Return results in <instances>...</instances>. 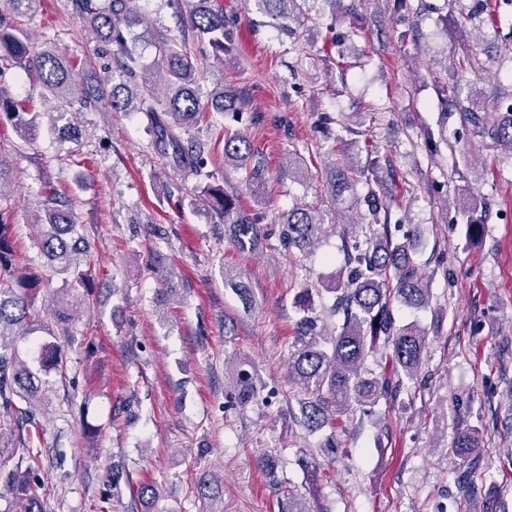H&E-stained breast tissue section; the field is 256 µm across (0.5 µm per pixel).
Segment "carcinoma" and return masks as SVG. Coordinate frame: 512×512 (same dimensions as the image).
I'll return each instance as SVG.
<instances>
[{
    "label": "carcinoma",
    "instance_id": "obj_1",
    "mask_svg": "<svg viewBox=\"0 0 512 512\" xmlns=\"http://www.w3.org/2000/svg\"><path fill=\"white\" fill-rule=\"evenodd\" d=\"M193 36L206 42L218 57L235 51L232 23L225 19L219 0H179ZM258 10L279 21L280 30L288 35L311 21L316 5L331 6L333 13H348L355 0H253ZM39 0H6L0 10V68L7 66L38 82L44 94L58 102L57 114L48 125L64 140L80 137L78 126L61 123L69 111L134 112L145 117L154 136L156 149L170 159L178 170L190 171L208 180L198 195L177 198V205L205 206L224 223V236L241 251H249L264 238L261 213L240 207L236 198L224 192V184L214 182L215 173L206 172L204 148L184 138L189 129L205 122L214 113H223L238 101L236 91L222 85L213 89L207 101L199 94L196 62L189 42L170 39L162 32L152 34L158 50L157 69L140 64L136 53L138 36L131 34L137 14L132 0H75L76 10L94 33L100 47L96 52L109 54L117 67L106 68L103 81L111 85L84 88L76 84L73 62L52 43L38 44L19 27L17 18L33 12ZM512 0H450L445 26L461 44L468 41L464 24L473 28L485 22ZM460 18H455L453 13ZM476 70L473 59L466 55L453 60L438 82L437 93L443 117L457 112L471 139L490 140L512 148V91L497 92L498 108L485 111L481 92L467 79ZM44 113L36 112L29 100H18L0 86V123L9 122L17 133L30 140L36 137ZM224 164L243 166L252 157L251 147L242 135L221 137ZM366 157L352 159L336 167L326 183L330 208L325 211L294 204L281 219L279 240L285 249L303 252L336 225L326 224V216L337 211L353 212L367 207L361 221L346 231L352 248H344V267L327 292L333 294L329 308L339 318L338 327L327 331L313 315L309 291H302L297 304L303 316L296 324L293 351L288 369L293 382L305 398L301 400V421L311 432L330 429L321 452L336 453V420L354 410L370 414L380 401H394L404 388V380L417 379L425 360L427 333L418 324H396L393 302L410 309L427 306L430 300V273L415 263L413 234L404 241L391 237L390 208L383 203L387 185L382 172L390 168L388 156L365 144ZM43 216L37 220L43 231L40 237L42 255L60 273L71 277L69 288L52 294L48 313L62 334L70 333L72 314L70 292L90 287V269L83 262L90 256L89 243L77 229L75 215L60 200L55 190L45 195ZM490 205L482 198H472L460 214L468 235H483ZM43 278L31 267L20 268L11 236V223L0 211V420L13 423L19 445L0 448V486L10 494L14 509L6 512H48L39 473L45 449L34 444L43 430L46 407L42 383L15 353V337L41 321L42 310L35 306L43 291ZM224 287L232 289L247 309L254 304L249 286L238 273L224 270ZM385 349L390 374L369 377L363 370L367 356L378 348ZM44 367L63 364L60 349L53 343L41 345ZM238 391L244 400L258 396L254 380L246 374L239 377ZM482 437L471 426L456 428L447 455L474 467L481 453ZM195 489L204 499L223 496V483L215 473L202 472ZM136 505L148 507L156 502L157 488L140 483L132 488ZM288 512H324L317 499L291 496Z\"/></svg>",
    "mask_w": 512,
    "mask_h": 512
}]
</instances>
